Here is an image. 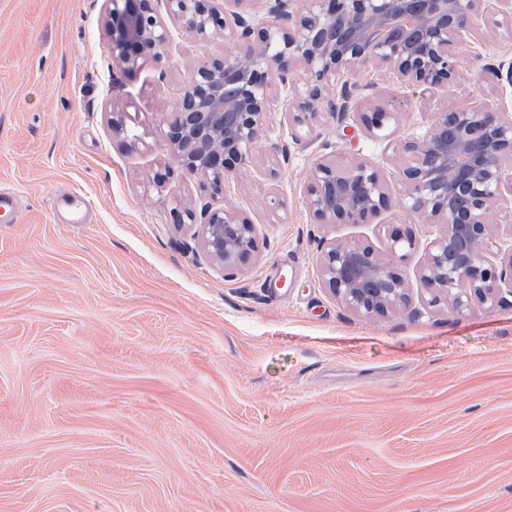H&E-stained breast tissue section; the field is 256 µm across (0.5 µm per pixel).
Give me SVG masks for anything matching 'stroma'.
<instances>
[{
    "instance_id": "obj_1",
    "label": "stroma",
    "mask_w": 512,
    "mask_h": 512,
    "mask_svg": "<svg viewBox=\"0 0 512 512\" xmlns=\"http://www.w3.org/2000/svg\"><path fill=\"white\" fill-rule=\"evenodd\" d=\"M110 0H0V183L22 208L0 224V512H512V295L454 314L415 291L418 252L397 270L406 306L366 318L325 287V240L381 247L395 224L439 233L401 203L393 146L437 108L512 86L466 81L428 98L363 68L338 83L403 101L386 136L358 111L272 138L221 194L176 167L163 139L193 63L224 37L172 29V55L133 80L112 51ZM466 71L512 61L481 26ZM143 143L128 146L127 134ZM365 158L392 209L374 224L315 222L305 183L325 159ZM81 189L87 224L51 214ZM281 206L271 210L270 198ZM226 207L256 224L234 275L173 212Z\"/></svg>"
}]
</instances>
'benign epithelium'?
Wrapping results in <instances>:
<instances>
[{
	"instance_id": "benign-epithelium-1",
	"label": "benign epithelium",
	"mask_w": 512,
	"mask_h": 512,
	"mask_svg": "<svg viewBox=\"0 0 512 512\" xmlns=\"http://www.w3.org/2000/svg\"><path fill=\"white\" fill-rule=\"evenodd\" d=\"M266 2L267 14L282 25L206 0H112L107 30L128 79L139 60L170 58V27L198 40L224 30V57L193 65L164 134L177 166L216 194L257 151L271 159L284 152L267 127L281 98L295 102L288 112L293 128L310 127L327 110L350 111L354 91L345 86L332 97L340 73L370 67L425 96L461 79L480 85L504 78L512 85V63L466 73L459 55L480 21L512 35V0H307L302 11L296 0ZM362 98V124L384 136L402 104ZM396 150L409 158L399 171L406 208L443 226L427 246L416 288L432 304L446 299L456 313L475 302L495 305L502 285H512V170L502 163L512 154V121L486 103L460 104L432 113L426 134ZM305 194L318 224H371L391 208L381 172L362 158L344 166L318 162ZM174 215L201 220L206 253L228 272L259 248L256 225L225 207L206 204L198 216ZM384 246L404 260L415 251V235L395 229ZM319 266L325 286L365 316L383 315L408 298L409 285L363 241L321 247Z\"/></svg>"
}]
</instances>
